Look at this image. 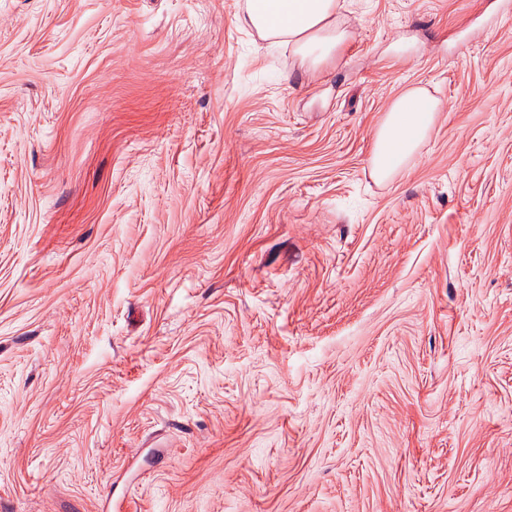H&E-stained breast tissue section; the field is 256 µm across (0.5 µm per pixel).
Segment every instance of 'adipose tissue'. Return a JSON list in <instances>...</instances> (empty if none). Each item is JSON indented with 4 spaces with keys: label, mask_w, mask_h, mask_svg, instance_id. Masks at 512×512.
Listing matches in <instances>:
<instances>
[{
    "label": "adipose tissue",
    "mask_w": 512,
    "mask_h": 512,
    "mask_svg": "<svg viewBox=\"0 0 512 512\" xmlns=\"http://www.w3.org/2000/svg\"><path fill=\"white\" fill-rule=\"evenodd\" d=\"M337 0H247L246 21L276 43L319 63L334 53L347 33L336 24ZM441 101L415 87L393 100L377 127L370 159L373 176L393 178L428 135Z\"/></svg>",
    "instance_id": "ef3b65f1"
}]
</instances>
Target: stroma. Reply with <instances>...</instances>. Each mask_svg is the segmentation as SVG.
I'll use <instances>...</instances> for the list:
<instances>
[{
    "label": "stroma",
    "mask_w": 512,
    "mask_h": 512,
    "mask_svg": "<svg viewBox=\"0 0 512 512\" xmlns=\"http://www.w3.org/2000/svg\"><path fill=\"white\" fill-rule=\"evenodd\" d=\"M339 3L0 0V512H512V16ZM336 9V0H247L246 22L274 43L293 44L316 65L347 38L336 25ZM441 101L423 88L415 87L393 100L377 127L370 159L378 181L393 178L428 135Z\"/></svg>",
    "instance_id": "1"
}]
</instances>
